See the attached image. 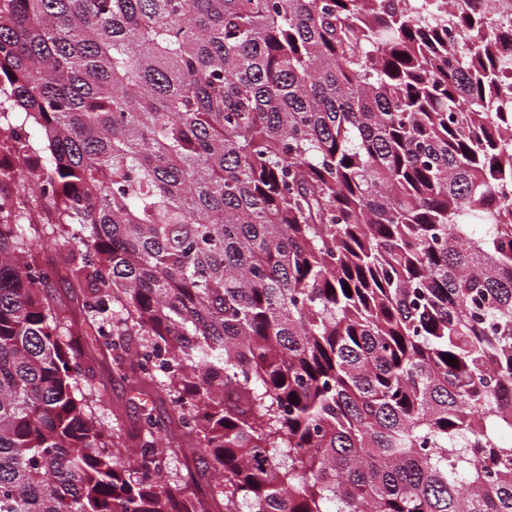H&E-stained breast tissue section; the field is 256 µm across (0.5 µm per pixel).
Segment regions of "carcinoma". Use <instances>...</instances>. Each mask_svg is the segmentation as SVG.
Listing matches in <instances>:
<instances>
[{"label":"carcinoma","instance_id":"obj_1","mask_svg":"<svg viewBox=\"0 0 512 512\" xmlns=\"http://www.w3.org/2000/svg\"><path fill=\"white\" fill-rule=\"evenodd\" d=\"M462 2L0 0V512H512V112ZM61 240L207 496L94 420ZM167 475L171 483L189 482V492H193L198 497L207 493L208 486L212 482L211 470L205 461L187 451L183 454L171 455L168 460ZM190 476L193 479H190Z\"/></svg>","mask_w":512,"mask_h":512}]
</instances>
